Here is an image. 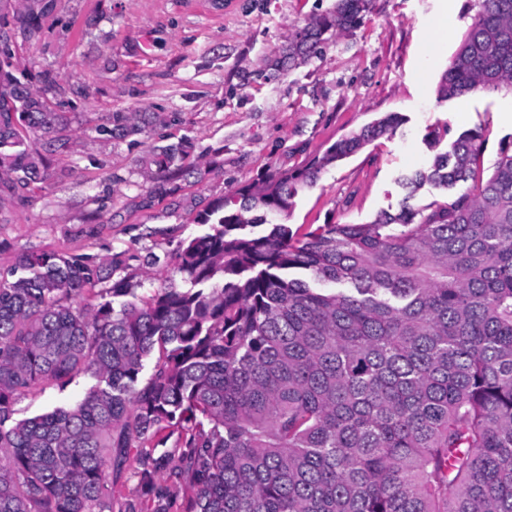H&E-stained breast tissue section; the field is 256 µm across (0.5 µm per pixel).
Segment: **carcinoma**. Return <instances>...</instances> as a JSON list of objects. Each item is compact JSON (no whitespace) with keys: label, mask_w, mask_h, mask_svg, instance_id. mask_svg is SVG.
Returning <instances> with one entry per match:
<instances>
[{"label":"carcinoma","mask_w":512,"mask_h":512,"mask_svg":"<svg viewBox=\"0 0 512 512\" xmlns=\"http://www.w3.org/2000/svg\"><path fill=\"white\" fill-rule=\"evenodd\" d=\"M0 29V205L22 201L67 149L66 94L29 75L56 0H9ZM478 10L439 96L512 92V0ZM369 0H336L299 30L288 67L354 29ZM141 113H106L110 141ZM389 113L307 167L247 184L193 218L210 231L174 252L181 284L151 294L55 250L0 273V512H512V142L484 166L483 130L400 178L452 191L370 224L281 222L326 166L393 134ZM185 140L152 145L144 169L195 168ZM110 283L79 308L86 285ZM94 383L13 419L35 388ZM175 446L167 447L172 436ZM137 450L152 508L108 468ZM168 485L157 486L155 475Z\"/></svg>","instance_id":"obj_1"}]
</instances>
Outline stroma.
Returning a JSON list of instances; mask_svg holds the SVG:
<instances>
[{
  "instance_id": "stroma-1",
  "label": "stroma",
  "mask_w": 512,
  "mask_h": 512,
  "mask_svg": "<svg viewBox=\"0 0 512 512\" xmlns=\"http://www.w3.org/2000/svg\"><path fill=\"white\" fill-rule=\"evenodd\" d=\"M336 0H58L42 42L31 48L32 71L51 63L66 89L75 135L58 153L42 188L0 210V272L22 256L56 249L99 262L119 258L115 278L148 293L175 277L173 252L207 232L188 223L236 189L293 171L338 139L386 113L403 118L394 136L375 140L323 169L299 191L291 228L366 224L399 207L397 177L428 166L449 138L485 128V156L512 141V94L484 92L440 99L438 85L476 12L456 0L449 37L430 20L442 0H370L359 27L330 38L322 55L291 70H273L297 30ZM122 109L156 115L158 125L112 143L95 128ZM164 135L185 138L199 161L196 183L177 180L163 200L140 202L154 187L141 159ZM113 221L99 223L96 212ZM88 375L65 388L18 398L17 418L80 399Z\"/></svg>"
}]
</instances>
